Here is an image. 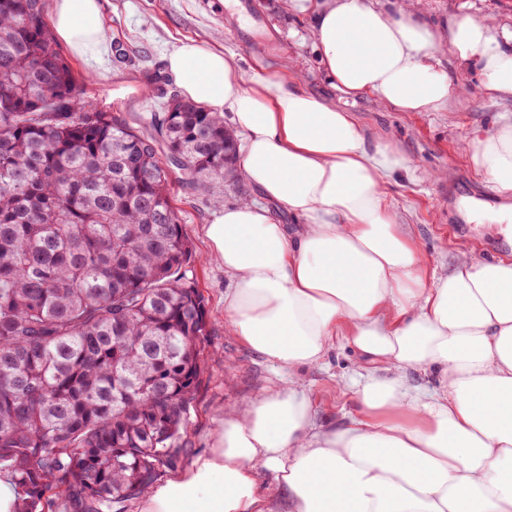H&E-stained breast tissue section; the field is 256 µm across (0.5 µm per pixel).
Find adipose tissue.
Returning a JSON list of instances; mask_svg holds the SVG:
<instances>
[{"instance_id":"1","label":"adipose tissue","mask_w":512,"mask_h":512,"mask_svg":"<svg viewBox=\"0 0 512 512\" xmlns=\"http://www.w3.org/2000/svg\"><path fill=\"white\" fill-rule=\"evenodd\" d=\"M313 19L322 69L342 98L398 112H446L468 86L441 62H477L489 97L512 99V29L468 17L435 26L429 0H288ZM57 36L78 55L104 42L99 0H54ZM182 95L231 113L259 198L206 225L231 281L224 330L281 372L257 399L228 405L209 449L141 512H512V262L462 255L426 278L384 202L409 160L369 145L351 112L288 73L244 77L191 42L167 57ZM459 147L512 195V120ZM277 204L295 216L278 223ZM366 361L361 410L317 424L304 373L336 340ZM434 385L409 390L407 371ZM272 478L277 496L264 493Z\"/></svg>"}]
</instances>
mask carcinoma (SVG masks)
<instances>
[{
    "label": "carcinoma",
    "mask_w": 512,
    "mask_h": 512,
    "mask_svg": "<svg viewBox=\"0 0 512 512\" xmlns=\"http://www.w3.org/2000/svg\"><path fill=\"white\" fill-rule=\"evenodd\" d=\"M137 131L79 93L46 0H0V466L15 512H114L176 467L208 313L171 183L222 191L224 116Z\"/></svg>",
    "instance_id": "1"
}]
</instances>
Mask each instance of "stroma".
<instances>
[{
    "instance_id": "stroma-1",
    "label": "stroma",
    "mask_w": 512,
    "mask_h": 512,
    "mask_svg": "<svg viewBox=\"0 0 512 512\" xmlns=\"http://www.w3.org/2000/svg\"><path fill=\"white\" fill-rule=\"evenodd\" d=\"M108 51L78 56L68 46L60 51L80 80L83 96L136 129L144 116L161 109L148 95L147 75L165 74V57L176 47L200 42L231 55L246 75L287 70L301 76L311 93L352 112L368 134L369 144L381 143L410 160L412 175L393 176L383 187L389 208L404 232L418 245L428 276L448 270L462 252L493 260L512 261L498 244L512 236V226L471 214L473 193L492 190L485 174L477 172L457 148L462 136L494 131L512 117V101L485 95L477 64L449 62L451 74L465 81L469 97L446 112H394L379 109L371 98H340L323 72L310 37L311 24L284 7L283 0H101ZM451 16L496 17L512 24V0H430L427 19L446 22ZM184 233L194 249L189 273L203 293L210 320L208 382L197 395L181 439V465L208 446L226 404L249 403L276 379L273 366L224 332V290L229 280L223 267L210 262L206 224L225 207L256 194L245 175L223 194L207 195L171 187ZM362 358L344 340H337L324 364L309 369L305 384L318 408L319 423L341 424L360 410L352 379Z\"/></svg>"
}]
</instances>
